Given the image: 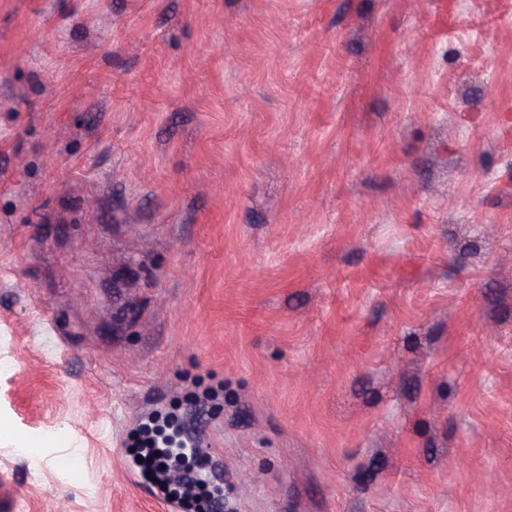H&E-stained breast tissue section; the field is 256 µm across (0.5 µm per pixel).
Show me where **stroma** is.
Masks as SVG:
<instances>
[{"mask_svg": "<svg viewBox=\"0 0 512 512\" xmlns=\"http://www.w3.org/2000/svg\"><path fill=\"white\" fill-rule=\"evenodd\" d=\"M512 512V0H0V512ZM169 444L162 442V446L154 441H147L140 449V457L142 463L150 468L153 472V483L165 499L170 501L169 511L176 512L186 507L189 500L199 497L198 492L202 491L205 486L201 485L199 473L201 468V460H199L198 450L196 456H189L184 453L165 455L166 461L156 463L161 450L156 448H167ZM172 474H177L172 479ZM175 502V503H174Z\"/></svg>", "mask_w": 512, "mask_h": 512, "instance_id": "1", "label": "stroma"}]
</instances>
